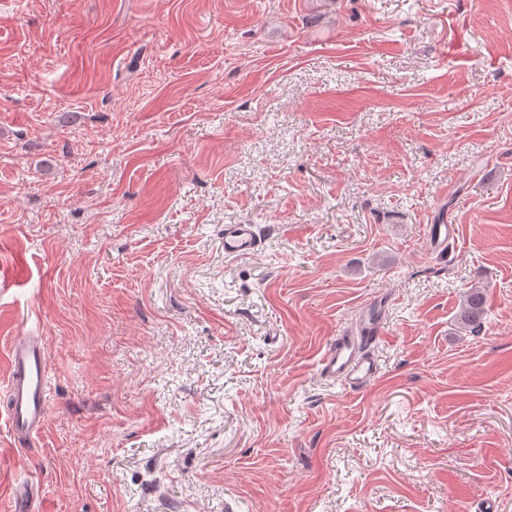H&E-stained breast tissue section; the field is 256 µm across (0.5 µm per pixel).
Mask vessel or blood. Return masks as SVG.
I'll list each match as a JSON object with an SVG mask.
<instances>
[{"label":"vessel or blood","instance_id":"b4317fda","mask_svg":"<svg viewBox=\"0 0 512 512\" xmlns=\"http://www.w3.org/2000/svg\"><path fill=\"white\" fill-rule=\"evenodd\" d=\"M260 231L253 224L224 227V252L234 257L257 254L262 248ZM387 301L377 297L361 312L355 329L337 337L323 353L320 372L325 379L340 381L352 390L370 384L379 372V363L369 346L383 333ZM9 330L8 346L0 353V369L6 373L5 398L0 401L9 433V446L0 451V464L19 470L27 465L25 445L37 437L48 416L45 339L14 328L12 322L0 325ZM6 490L19 512H31L37 501V488L29 481H15Z\"/></svg>","mask_w":512,"mask_h":512}]
</instances>
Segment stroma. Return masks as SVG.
<instances>
[{"label": "stroma", "mask_w": 512, "mask_h": 512, "mask_svg": "<svg viewBox=\"0 0 512 512\" xmlns=\"http://www.w3.org/2000/svg\"><path fill=\"white\" fill-rule=\"evenodd\" d=\"M335 2L0 0V312L49 406L0 481L49 512H512V0ZM381 294L379 379L324 381ZM262 236L254 224H228L224 227V254L244 257L262 249ZM487 315L486 298L480 288H472L465 296L460 322L471 330L481 327ZM1 490H6L11 497L18 512L32 511L33 504L39 500L37 496V487L30 481H12L11 484L4 486L1 484Z\"/></svg>", "instance_id": "obj_1"}]
</instances>
